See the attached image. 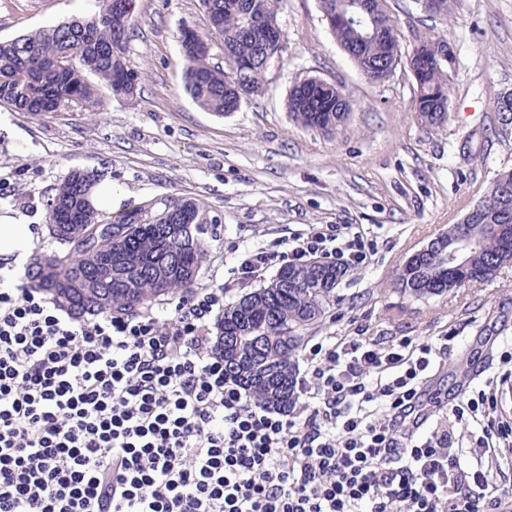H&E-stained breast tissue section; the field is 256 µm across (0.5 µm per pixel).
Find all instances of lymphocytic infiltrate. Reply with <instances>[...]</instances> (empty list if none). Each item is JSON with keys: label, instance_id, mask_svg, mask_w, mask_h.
I'll return each instance as SVG.
<instances>
[{"label": "lymphocytic infiltrate", "instance_id": "obj_1", "mask_svg": "<svg viewBox=\"0 0 512 512\" xmlns=\"http://www.w3.org/2000/svg\"><path fill=\"white\" fill-rule=\"evenodd\" d=\"M317 254L368 261L361 232L313 227L243 250L237 279ZM223 313V288L208 287L163 320L80 321L0 271V512H512V484H489L512 447L497 417L512 348L423 434L424 386L451 337H320L283 412L229 377Z\"/></svg>", "mask_w": 512, "mask_h": 512}]
</instances>
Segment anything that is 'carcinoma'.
I'll return each mask as SVG.
<instances>
[{
    "label": "carcinoma",
    "mask_w": 512,
    "mask_h": 512,
    "mask_svg": "<svg viewBox=\"0 0 512 512\" xmlns=\"http://www.w3.org/2000/svg\"><path fill=\"white\" fill-rule=\"evenodd\" d=\"M94 12L48 29L0 41V106L38 115L100 110L102 91L120 99L137 95L138 84L126 63L135 27L128 0H95ZM277 0H201L210 28L220 36L224 65L213 62L208 39L185 27L180 43V75L186 93L201 109L216 116L233 111L230 104L264 92L267 44L265 31L279 26ZM333 20L336 42L367 78L392 73L402 56L394 54L399 34L388 0H320ZM440 38L420 40L412 54L421 58L415 109L422 123L440 128L450 117L451 75L456 59L436 55ZM288 112L298 124L332 132L349 119L353 106L336 84L319 86L302 99L289 90ZM104 175L70 171L47 201L48 231L63 246L59 254L41 255L28 266L30 283L75 316L121 317L149 309L164 297L187 293L207 258L202 239L185 252L166 235L167 209H189L204 218L193 199H152L116 215L100 212L89 202L91 187ZM482 232L468 280L434 282L440 260L417 268L412 278L397 277V290L412 297L441 296L492 279L488 271L501 255L512 253V206L499 187L479 202ZM127 228L123 238L91 236L87 225ZM112 260V275L97 272L98 262ZM306 265L281 269L268 284L243 294L224 308L216 350L231 378L261 403L288 411L296 402V358L302 332L322 322L336 305V265L311 272L322 280L315 288L285 285V274Z\"/></svg>",
    "instance_id": "1"
}]
</instances>
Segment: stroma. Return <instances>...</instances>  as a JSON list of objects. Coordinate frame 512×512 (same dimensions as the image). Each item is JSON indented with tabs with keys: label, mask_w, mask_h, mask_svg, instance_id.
I'll return each mask as SVG.
<instances>
[{
	"label": "stroma",
	"mask_w": 512,
	"mask_h": 512,
	"mask_svg": "<svg viewBox=\"0 0 512 512\" xmlns=\"http://www.w3.org/2000/svg\"><path fill=\"white\" fill-rule=\"evenodd\" d=\"M402 54L443 36L456 66L447 125L433 129L415 110V82L397 66L368 80L331 34L318 0H280L284 50L265 93L218 117L198 108L180 78L179 35L204 32L200 0H136L127 64L134 99L97 112L30 115L0 108V212L33 225L37 254L57 251L46 201L72 169L105 170L123 188V207L150 198H193L212 218L197 287L223 286L225 303L243 289L234 269L242 249L288 240L313 224H350L371 257L348 269L337 300L313 336H343L358 325L375 336L455 339L428 391L466 398L512 340V264L491 281L451 295L415 299L394 280L406 259L447 231L512 169V138L489 135L494 99L512 91V0H460L450 18L416 0H388ZM93 0H0V39L87 13ZM316 76L354 103L346 124L326 133L287 110L293 84Z\"/></svg>",
	"instance_id": "1"
}]
</instances>
